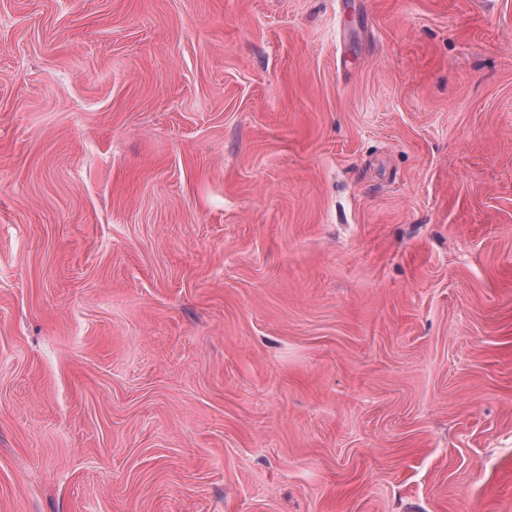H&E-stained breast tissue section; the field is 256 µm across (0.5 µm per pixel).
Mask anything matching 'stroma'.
Masks as SVG:
<instances>
[{
  "instance_id": "1",
  "label": "stroma",
  "mask_w": 512,
  "mask_h": 512,
  "mask_svg": "<svg viewBox=\"0 0 512 512\" xmlns=\"http://www.w3.org/2000/svg\"><path fill=\"white\" fill-rule=\"evenodd\" d=\"M0 512H512V0H0Z\"/></svg>"
}]
</instances>
